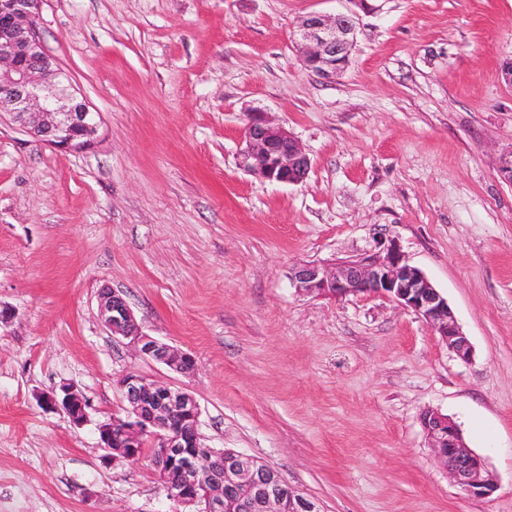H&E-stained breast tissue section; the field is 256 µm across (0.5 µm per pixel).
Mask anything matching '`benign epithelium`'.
<instances>
[{"label": "benign epithelium", "instance_id": "7a95c632", "mask_svg": "<svg viewBox=\"0 0 512 512\" xmlns=\"http://www.w3.org/2000/svg\"><path fill=\"white\" fill-rule=\"evenodd\" d=\"M43 0H0V109L35 141L73 150L97 137L100 116L84 97L62 81V72L47 54L39 33ZM357 13H311L298 23L304 67L332 79L350 62L357 34ZM241 164L257 178L280 184L303 182L312 167L300 143L264 113L251 116L244 132ZM292 281L304 294L334 298L377 294L397 301L424 319L457 358L468 362L473 348L462 332L445 297L424 273L409 265L395 249L383 257L369 256L334 267L304 264ZM98 316L114 336H121L145 358L181 374L191 373L195 359L148 335L124 297L102 291ZM120 387L127 415L99 426L101 447L119 458L138 461L146 449L157 480L170 499L181 505L200 504V512H321L317 503L288 485L266 463L243 452L216 450L200 441V407L180 389L150 381L135 371L125 374ZM45 405L63 409L72 422L86 421L85 397L68 388L52 394ZM421 423L435 459L466 495H490L494 483L483 459L468 448L461 430L448 416L434 410Z\"/></svg>", "mask_w": 512, "mask_h": 512}]
</instances>
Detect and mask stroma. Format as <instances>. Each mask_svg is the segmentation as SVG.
I'll return each instance as SVG.
<instances>
[{
	"label": "stroma",
	"instance_id": "stroma-1",
	"mask_svg": "<svg viewBox=\"0 0 512 512\" xmlns=\"http://www.w3.org/2000/svg\"><path fill=\"white\" fill-rule=\"evenodd\" d=\"M349 0H46L48 54L99 112L94 144L0 113V512H190L149 459L104 464L135 371L197 400L202 442L275 468L322 512H512V0H383L347 69L302 64L301 16ZM266 113L312 161L299 184L240 164ZM396 245L448 300L459 360L391 298L291 277ZM122 292L183 375L98 318ZM73 387L88 420L44 396ZM460 426L497 488L473 498L421 414Z\"/></svg>",
	"mask_w": 512,
	"mask_h": 512
}]
</instances>
